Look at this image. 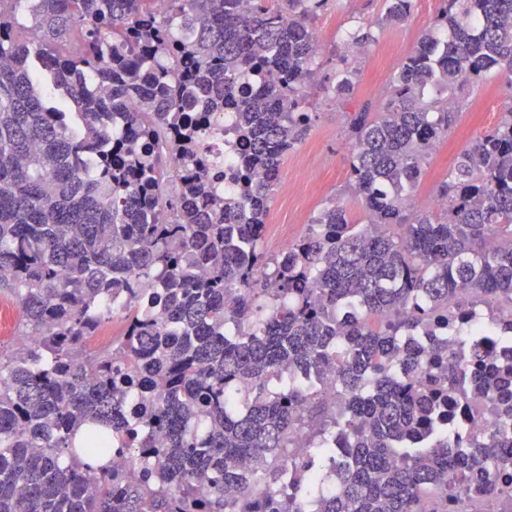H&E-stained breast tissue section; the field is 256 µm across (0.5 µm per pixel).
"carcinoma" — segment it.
<instances>
[{"mask_svg":"<svg viewBox=\"0 0 512 512\" xmlns=\"http://www.w3.org/2000/svg\"><path fill=\"white\" fill-rule=\"evenodd\" d=\"M167 2L0 0V290L23 339L0 351V512H512V426L436 424L455 402L512 414V366L433 337L460 294L512 312V104L458 154L447 208L412 202L467 90L512 74V0H442L383 107L347 113L364 221L331 200L273 258L270 193L317 116L328 0ZM411 10L384 0L350 44ZM256 73L272 79L238 83ZM357 76L336 52V102ZM228 106L262 171L236 194L199 157ZM114 314L123 336L88 351ZM301 372L332 375L335 398Z\"/></svg>","mask_w":512,"mask_h":512,"instance_id":"carcinoma-1","label":"carcinoma"}]
</instances>
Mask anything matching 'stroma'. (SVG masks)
<instances>
[{
    "instance_id": "35a3bbf8",
    "label": "stroma",
    "mask_w": 512,
    "mask_h": 512,
    "mask_svg": "<svg viewBox=\"0 0 512 512\" xmlns=\"http://www.w3.org/2000/svg\"><path fill=\"white\" fill-rule=\"evenodd\" d=\"M440 7L441 0H414L406 23L379 34L366 65L360 70L349 107L375 109L381 105L389 77L415 48L420 32L432 26ZM382 8V0H330L318 23L321 44L325 50H332L347 29L375 19ZM333 75L331 62L323 61L320 80L311 90L318 118L282 164L281 186L272 194L270 222L261 242L267 256L278 255L282 240L298 239L305 233L310 219L329 200L347 193L350 149L347 117L346 109L336 103L328 89ZM473 96L470 107L461 112L447 135L441 138L438 150L428 158L420 191L434 192L458 153L497 124L501 112L512 104V76L489 74Z\"/></svg>"
}]
</instances>
